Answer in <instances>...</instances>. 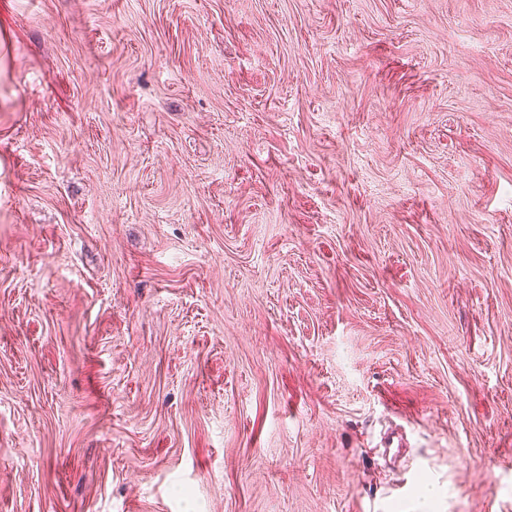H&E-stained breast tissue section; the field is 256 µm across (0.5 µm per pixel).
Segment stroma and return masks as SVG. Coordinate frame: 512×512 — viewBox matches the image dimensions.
Instances as JSON below:
<instances>
[{
  "label": "stroma",
  "mask_w": 512,
  "mask_h": 512,
  "mask_svg": "<svg viewBox=\"0 0 512 512\" xmlns=\"http://www.w3.org/2000/svg\"><path fill=\"white\" fill-rule=\"evenodd\" d=\"M0 512H512V0H0Z\"/></svg>",
  "instance_id": "1"
}]
</instances>
